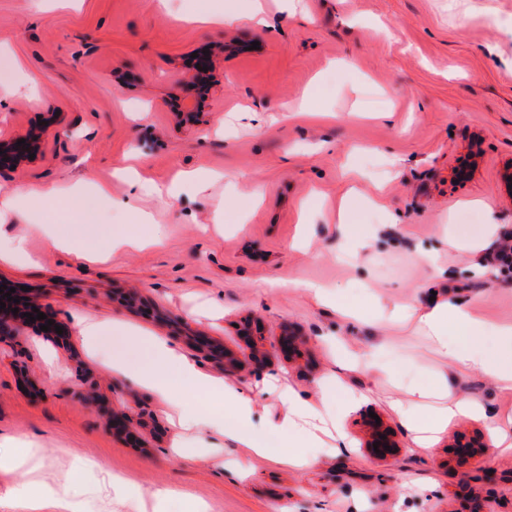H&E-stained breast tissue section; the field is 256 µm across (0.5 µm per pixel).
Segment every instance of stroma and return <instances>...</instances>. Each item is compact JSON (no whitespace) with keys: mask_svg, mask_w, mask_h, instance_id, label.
Instances as JSON below:
<instances>
[{"mask_svg":"<svg viewBox=\"0 0 512 512\" xmlns=\"http://www.w3.org/2000/svg\"><path fill=\"white\" fill-rule=\"evenodd\" d=\"M278 16L281 31L248 21L254 8ZM199 9L233 16L227 25L191 21ZM212 51L214 79L189 113L196 54ZM0 138L37 127L40 154L0 171V187L21 189L27 208L0 235H22L30 263L0 260V284L29 287L60 335L31 327L0 343V453L38 451L36 468L0 466V512H30L11 492L22 482L54 486L65 475L93 487L119 475L164 492L165 512H512V452L495 444V414L512 413V391L483 372L457 375L454 395L492 413L449 421L424 454L389 399L405 383L448 371L414 324L347 325L334 306L302 290L318 282L343 299L416 305L432 273L419 262L436 254L452 298L480 319L512 324V286L476 272L461 241L487 225L512 232V199L502 181L512 161V0H0ZM161 186L183 171L212 180L203 192L142 198L145 222L125 219L95 186L124 197L117 168ZM93 168L85 187L94 217L82 231L94 247L130 232L141 246L108 249L104 260L64 253L45 223L56 209L51 187ZM356 187L353 221L376 238L365 260L343 254L339 198ZM380 196L398 219L384 229L365 201ZM162 244H153L156 232ZM105 322L96 344L77 317ZM132 326L176 345L198 368L224 378L200 343L247 356L254 336L267 356L234 382L254 399L257 429L275 424L281 402L263 382L286 378L315 398L338 373L331 408L354 451H324L296 469L250 453L221 434H197L172 462L176 430L164 401L133 378L104 368L118 355L142 359L125 340ZM304 341L288 353V330ZM347 350L401 364L399 380L339 370L329 338ZM373 388L370 400L347 394ZM133 416L114 434L112 410ZM380 417L399 441L377 459L364 446L362 420ZM482 443L476 456L456 437ZM96 462L82 474V459Z\"/></svg>","mask_w":512,"mask_h":512,"instance_id":"1","label":"stroma"}]
</instances>
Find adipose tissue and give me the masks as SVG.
<instances>
[{
    "mask_svg": "<svg viewBox=\"0 0 512 512\" xmlns=\"http://www.w3.org/2000/svg\"><path fill=\"white\" fill-rule=\"evenodd\" d=\"M375 310L382 319L415 320L435 350L448 360L453 372L479 370L495 377L501 390H512V326H485L464 302L440 297L417 309L388 308L379 303ZM484 328L490 329L496 337L498 356L487 354L479 344L470 341V332ZM126 337L131 342H146V359L132 367L116 356L112 359V369L131 374L166 400L172 411V424L178 431L177 447H192L194 434L208 430L229 435L253 453L290 466L308 468L316 463L321 435L331 416L330 403L337 380L324 381L316 402L292 388L282 389L280 418L266 434L253 427L252 398L233 382L201 373L191 360L163 338H145L136 329L127 330ZM178 385L204 396V406L189 403L177 395L174 388ZM391 406L405 423L412 445L419 452L430 448L452 418L486 414L481 402L453 398L448 380L443 376L407 388L404 396L392 400Z\"/></svg>",
    "mask_w": 512,
    "mask_h": 512,
    "instance_id": "1",
    "label": "adipose tissue"
}]
</instances>
